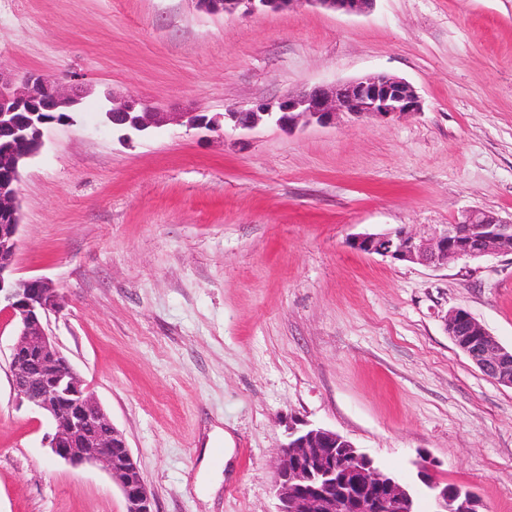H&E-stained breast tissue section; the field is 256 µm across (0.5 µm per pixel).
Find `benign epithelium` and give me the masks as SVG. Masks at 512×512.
Masks as SVG:
<instances>
[{"label": "benign epithelium", "instance_id": "benign-epithelium-1", "mask_svg": "<svg viewBox=\"0 0 512 512\" xmlns=\"http://www.w3.org/2000/svg\"><path fill=\"white\" fill-rule=\"evenodd\" d=\"M376 0H196L208 14L282 12L303 4L346 15L370 11ZM85 97L79 78L61 85L32 73L14 87L0 70V133L15 142L41 146L43 113L73 112ZM422 101L406 80L377 73L315 87L275 102H257L207 117L197 112H156L142 99L102 108L107 123L141 135L167 124L189 129L253 131L272 124L290 132L310 124L332 125L342 116L352 119L400 118L419 112ZM32 153L0 151V304L17 324L10 360V379L17 398L46 415L53 424L48 447L57 459L73 466L103 467L120 488L125 512H154L153 496L144 482L127 440L85 385L68 357L48 332L47 318L63 308V297L41 278L18 279L14 265L21 223L17 184L20 170ZM354 249L423 266L445 267L459 260L512 255V219L473 209L461 220L420 232L398 227L364 234ZM445 329L455 344L488 377L512 387V350L503 348L467 310L455 308L445 317ZM417 475L434 504L433 512H479L481 501L461 487L448 486L433 475L434 462L420 456ZM276 512H418L416 492L396 475L380 468L368 454L339 433L323 427H287L280 447L275 478Z\"/></svg>", "mask_w": 512, "mask_h": 512}]
</instances>
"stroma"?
<instances>
[{"instance_id":"35a3bbf8","label":"stroma","mask_w":512,"mask_h":512,"mask_svg":"<svg viewBox=\"0 0 512 512\" xmlns=\"http://www.w3.org/2000/svg\"><path fill=\"white\" fill-rule=\"evenodd\" d=\"M0 69L82 78L18 185L16 274L65 297L48 329L128 441L155 512H274L289 422L343 435L418 486L512 512V388L448 336L468 310L512 349V256L429 268L350 245L462 210L512 216V0H376L209 15L194 0H0ZM386 72L421 112L288 134L168 125L125 145L105 94L224 113ZM0 310V512H124L98 467L55 461L9 379ZM416 462L417 475L424 491L434 504L432 512H479L483 508L481 501L470 490L457 486L453 494L448 495V483H441L433 475L434 462L420 455ZM445 485V486H444ZM429 493L427 492V489Z\"/></svg>"}]
</instances>
